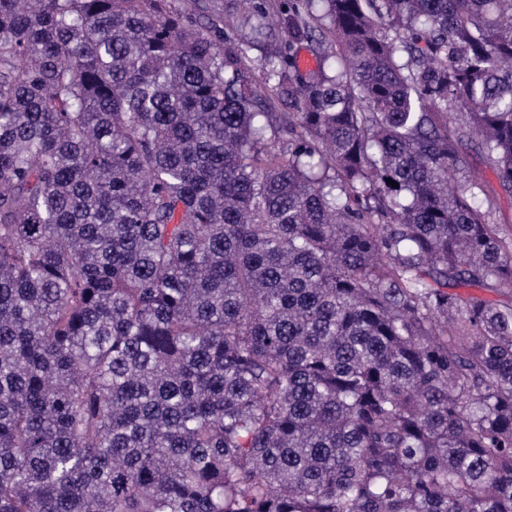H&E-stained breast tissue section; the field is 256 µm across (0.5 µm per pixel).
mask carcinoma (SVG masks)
<instances>
[{
    "label": "carcinoma",
    "mask_w": 512,
    "mask_h": 512,
    "mask_svg": "<svg viewBox=\"0 0 512 512\" xmlns=\"http://www.w3.org/2000/svg\"><path fill=\"white\" fill-rule=\"evenodd\" d=\"M241 4L0 0V512H512V0ZM470 161L482 170L488 187L493 190L496 209L495 221L502 224L507 233L512 234V192H505L501 189L494 171L485 165L476 153L470 152Z\"/></svg>",
    "instance_id": "1"
}]
</instances>
